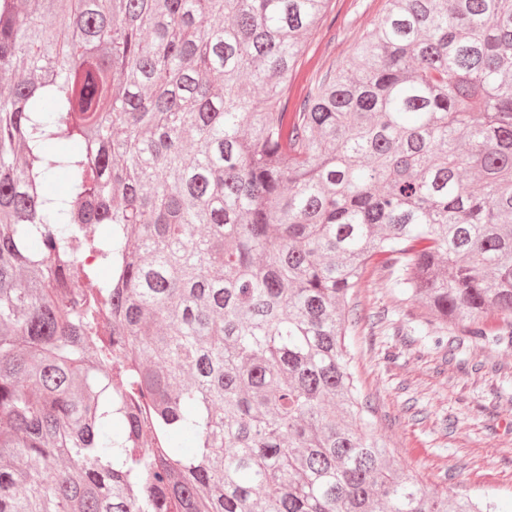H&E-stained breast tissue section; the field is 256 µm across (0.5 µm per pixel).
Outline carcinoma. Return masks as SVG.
Listing matches in <instances>:
<instances>
[{
    "instance_id": "cac0c4a2",
    "label": "carcinoma",
    "mask_w": 512,
    "mask_h": 512,
    "mask_svg": "<svg viewBox=\"0 0 512 512\" xmlns=\"http://www.w3.org/2000/svg\"><path fill=\"white\" fill-rule=\"evenodd\" d=\"M332 2L0 0V512L495 509L396 465L345 336L373 268L512 344V0H385L345 65Z\"/></svg>"
}]
</instances>
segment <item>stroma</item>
Segmentation results:
<instances>
[{"label": "stroma", "mask_w": 512, "mask_h": 512, "mask_svg": "<svg viewBox=\"0 0 512 512\" xmlns=\"http://www.w3.org/2000/svg\"><path fill=\"white\" fill-rule=\"evenodd\" d=\"M383 3L335 0L326 20L307 33L308 46L344 61ZM358 304L362 318L346 342L376 435L426 488L486 494L496 512H512V344L460 345L458 357L474 365L463 372L415 330L410 304L385 281L363 289ZM395 349L399 360L386 363Z\"/></svg>", "instance_id": "stroma-1"}]
</instances>
